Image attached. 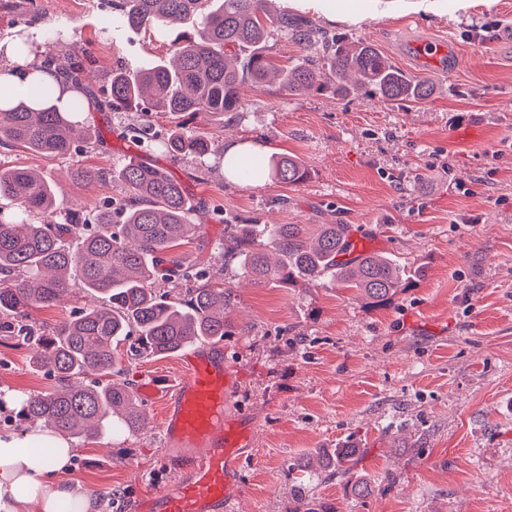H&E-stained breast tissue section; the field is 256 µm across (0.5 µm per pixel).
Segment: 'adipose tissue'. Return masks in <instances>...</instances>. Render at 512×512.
<instances>
[{
    "instance_id": "obj_1",
    "label": "adipose tissue",
    "mask_w": 512,
    "mask_h": 512,
    "mask_svg": "<svg viewBox=\"0 0 512 512\" xmlns=\"http://www.w3.org/2000/svg\"><path fill=\"white\" fill-rule=\"evenodd\" d=\"M0 67V109L6 100L27 96L33 82L50 89L65 105L78 99L70 81L44 69L33 50H6ZM68 440L48 428L21 429L0 435V512H100L99 501L72 476Z\"/></svg>"
}]
</instances>
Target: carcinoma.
Instances as JSON below:
<instances>
[{
    "label": "carcinoma",
    "instance_id": "carcinoma-1",
    "mask_svg": "<svg viewBox=\"0 0 512 512\" xmlns=\"http://www.w3.org/2000/svg\"><path fill=\"white\" fill-rule=\"evenodd\" d=\"M112 25L157 30L169 40L165 62L147 60L137 70L116 69L107 95L100 97L84 78L83 61L47 43L45 62L57 66L81 95L110 112L147 99L175 118L203 116L224 123V114L242 107L241 88L262 89L276 81L287 96L309 92L348 93L349 76L360 77L370 95L392 104H420L433 94L424 81L409 78L373 45L327 33L309 20L288 18L268 9V0H123ZM281 29L301 55L280 66L260 52L268 30ZM31 103L0 109V144L48 158H64L77 142L103 145L83 113L55 104L43 106L48 89L35 83ZM176 157L211 155L209 139L183 123L162 142ZM242 183L271 180L296 185L305 180L304 164L294 156H258L234 165ZM71 176L110 181L118 195L93 213L77 206L62 222H42L53 212L55 186L23 168H0V334L21 337L35 348L34 366L58 380L51 392L29 395L20 409L24 420L43 423L71 438H101L113 431L133 434L146 425L134 384L113 381L123 373L119 344L137 331L130 356H169L209 339L233 335L230 294L214 275L175 249L201 225L181 183L164 171L129 160L115 168L78 167ZM217 250L224 266L258 284L282 286L302 279L329 278L355 288L366 304L390 302L408 287L409 276L393 259L372 254L350 260L346 224L224 223ZM193 284L158 291L159 280ZM80 292L101 299L79 314L47 328L25 321L26 312L52 305L61 295ZM355 449L336 453L331 475H351Z\"/></svg>",
    "mask_w": 512,
    "mask_h": 512
}]
</instances>
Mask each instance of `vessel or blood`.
<instances>
[{
  "mask_svg": "<svg viewBox=\"0 0 512 512\" xmlns=\"http://www.w3.org/2000/svg\"><path fill=\"white\" fill-rule=\"evenodd\" d=\"M236 382L223 349L202 344L182 356L174 378L146 384L147 399L164 401L166 445L184 453L173 486L154 495L146 512H236V463L253 438L250 427L225 413Z\"/></svg>",
  "mask_w": 512,
  "mask_h": 512,
  "instance_id": "obj_1",
  "label": "vessel or blood"
}]
</instances>
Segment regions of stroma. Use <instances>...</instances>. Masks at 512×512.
I'll return each mask as SVG.
<instances>
[{
	"label": "stroma",
	"instance_id": "1",
	"mask_svg": "<svg viewBox=\"0 0 512 512\" xmlns=\"http://www.w3.org/2000/svg\"><path fill=\"white\" fill-rule=\"evenodd\" d=\"M107 0H9L0 44L25 33L41 44L48 24L63 32L86 71L108 88L113 68L167 58L153 30L99 31ZM326 31L374 44L399 70L432 85L422 104L311 93L289 97L242 89L240 111L206 130L216 150L229 139L299 157L307 179L228 181L213 159L143 154L205 203L202 239L187 254L223 272L235 334L224 357L240 373L226 409L252 424L242 449L237 512H295L306 497L326 512H512V0H273ZM449 43L456 65L431 64L419 46ZM105 147L49 159L0 147V166L41 171L57 186L56 216L74 204L102 207L113 186L70 179L69 170L117 167L130 157L123 133L172 116L149 108L89 111ZM259 224H345L361 253L395 258L415 273L394 304L367 308L336 282L259 285L224 268L214 242L220 216ZM32 350L0 336V392H48L53 378L32 368ZM148 425L135 435L73 441V475L102 499L103 512H135L174 483V453L163 445L157 403H142ZM352 447L368 492L326 479L309 458Z\"/></svg>",
	"mask_w": 512,
	"mask_h": 512
}]
</instances>
